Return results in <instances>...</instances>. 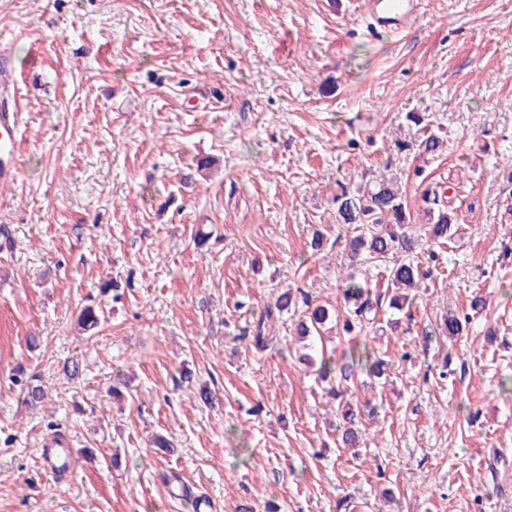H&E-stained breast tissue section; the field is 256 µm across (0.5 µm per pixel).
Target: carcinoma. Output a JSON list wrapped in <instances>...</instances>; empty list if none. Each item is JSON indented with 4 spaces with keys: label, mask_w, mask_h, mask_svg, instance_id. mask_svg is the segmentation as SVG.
<instances>
[{
    "label": "carcinoma",
    "mask_w": 512,
    "mask_h": 512,
    "mask_svg": "<svg viewBox=\"0 0 512 512\" xmlns=\"http://www.w3.org/2000/svg\"><path fill=\"white\" fill-rule=\"evenodd\" d=\"M335 202L340 224L376 226L405 223L403 202L391 184L382 182L364 191L355 192L344 189L340 195L336 196ZM455 224H457L455 216L441 208L432 218L429 235L435 241L446 243L448 238L455 234ZM416 244L417 241L403 232L397 234L389 230L383 234L369 229L352 237L350 250L355 256L364 253L371 259H385L398 249L409 253L415 249ZM420 275L419 265L411 260L408 262L396 260L387 268L388 287L395 290L389 302L391 308L401 311L407 307L409 296L405 290L417 287ZM344 297L345 303L348 304L345 329L350 331L356 324L362 327L369 323L370 316L376 314L381 307L383 294L375 295L367 285L351 282L344 289ZM299 302L308 308V320H302L298 324L299 335L305 337L312 332H319V327L329 318V311L320 305L312 306V301L305 293L299 301L291 292L285 291L278 296L275 309L265 311L255 322L253 340L256 347L264 349L273 342L274 336L270 326H272L274 312L281 313ZM104 319L102 308L85 306L78 316V328L82 333L93 336ZM385 365V359L371 351L366 344L355 342L350 346L345 362L341 366L337 367L331 362L322 361L319 377L324 380L336 370L341 378L347 380L359 368L378 375ZM14 383L19 387L23 403L30 408L36 407L46 397L44 387L38 383L37 376L33 374L26 376L19 369L14 375Z\"/></svg>",
    "instance_id": "carcinoma-1"
}]
</instances>
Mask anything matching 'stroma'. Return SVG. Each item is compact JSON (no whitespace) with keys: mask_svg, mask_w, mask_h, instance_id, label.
<instances>
[{"mask_svg":"<svg viewBox=\"0 0 512 512\" xmlns=\"http://www.w3.org/2000/svg\"><path fill=\"white\" fill-rule=\"evenodd\" d=\"M358 2L0 0L23 143L0 184V512H512V0H419L378 37ZM383 179L427 272L410 308L304 344L302 311L284 313L255 349L286 290L341 314L348 277L386 289L334 203ZM427 192L458 218L448 243ZM452 315L470 318L456 336ZM356 340L389 368L329 397L316 370ZM20 365L47 391L36 408ZM63 436L74 466L55 476L42 449ZM274 310L271 308L255 322L253 340L257 348L264 349L268 347L276 336H272V319ZM268 326L270 327L268 330ZM271 335V336H270ZM14 383L19 387L23 403L30 408L36 407L43 402L46 397L44 387L38 383L39 379L35 375L25 376L21 369L13 375Z\"/></svg>","mask_w":512,"mask_h":512,"instance_id":"stroma-1","label":"stroma"}]
</instances>
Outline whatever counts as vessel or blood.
Returning <instances> with one entry per match:
<instances>
[{
	"label": "vessel or blood",
	"mask_w": 512,
	"mask_h": 512,
	"mask_svg": "<svg viewBox=\"0 0 512 512\" xmlns=\"http://www.w3.org/2000/svg\"><path fill=\"white\" fill-rule=\"evenodd\" d=\"M362 13L372 30L396 32L418 16L416 0H364ZM16 65L8 43H0V182H16L21 173V112L15 84ZM71 443L61 438L45 451L48 468L62 472L71 468Z\"/></svg>",
	"instance_id": "b4317fda"
}]
</instances>
